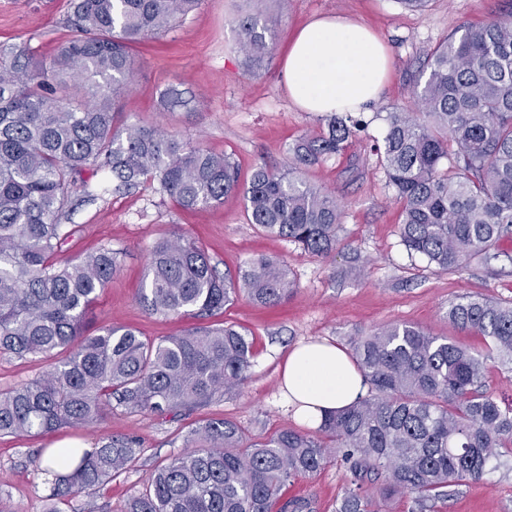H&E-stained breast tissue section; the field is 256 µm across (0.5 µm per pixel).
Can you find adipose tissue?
Instances as JSON below:
<instances>
[{"label":"adipose tissue","instance_id":"adipose-tissue-1","mask_svg":"<svg viewBox=\"0 0 512 512\" xmlns=\"http://www.w3.org/2000/svg\"><path fill=\"white\" fill-rule=\"evenodd\" d=\"M390 68L383 43L367 27L321 16L297 33L283 66L288 96L306 112H340L372 105ZM279 389L294 419L319 427L326 412L344 408L362 390V376L348 354L326 341L291 349Z\"/></svg>","mask_w":512,"mask_h":512}]
</instances>
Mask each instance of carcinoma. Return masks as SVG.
I'll list each match as a JSON object with an SVG mask.
<instances>
[{
    "label": "carcinoma",
    "mask_w": 512,
    "mask_h": 512,
    "mask_svg": "<svg viewBox=\"0 0 512 512\" xmlns=\"http://www.w3.org/2000/svg\"><path fill=\"white\" fill-rule=\"evenodd\" d=\"M201 2L77 0L79 35L55 55L0 47V351L47 362L36 379L0 392V436L82 428L114 404L159 416L196 408L234 391L252 365L253 341L235 324L156 340L124 326L83 330L119 264L107 247L53 262L68 236L59 216L76 186L89 192L85 173L109 169L118 193L149 182L184 209L240 193L265 233L316 257L336 249L341 205L302 172L345 149L362 128L352 113H329L327 133L289 147L287 171L259 165L244 186L227 156L157 127L116 125L134 74L130 46L173 29ZM234 24L249 62H262L271 27L258 16ZM426 58L413 107L387 113L382 140L401 242L442 270L489 264L512 238V13L461 27ZM293 287L277 259L220 276L204 249L177 237L154 246L139 300L150 314L204 316L241 294L278 304ZM448 322L488 339V352L403 323L365 333L352 351L366 394L325 414L319 433L250 439L232 421L209 420L125 512H313L306 499L281 501L283 487L333 457L350 474L336 512H382L396 496L408 498L407 512H439L460 487L512 470V404L488 390L486 376L491 358L512 372V303L463 297L448 306ZM140 452L130 436L57 449L47 512L96 492ZM376 482L378 497L366 488Z\"/></svg>",
    "instance_id": "carcinoma-1"
}]
</instances>
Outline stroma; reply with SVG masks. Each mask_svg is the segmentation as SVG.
Segmentation results:
<instances>
[{
    "instance_id": "obj_1",
    "label": "stroma",
    "mask_w": 512,
    "mask_h": 512,
    "mask_svg": "<svg viewBox=\"0 0 512 512\" xmlns=\"http://www.w3.org/2000/svg\"><path fill=\"white\" fill-rule=\"evenodd\" d=\"M72 12L71 0H0V45L25 43L35 56L51 55L76 34ZM510 12L512 0H429L421 12L398 0H202L173 31L134 45V76L118 104L121 123L157 126L229 155L244 181L263 163L285 168L289 145L326 131L320 115L291 101L283 78L292 38L309 19L345 17L371 29L388 47L391 70L379 100L362 115L365 128L341 154L303 173L308 183L333 192L343 209L339 243L327 257L312 256L250 224L239 194L218 205L184 210L149 184L113 193L105 171L90 180L94 199L76 192L61 219L70 235L55 253V264L66 265L104 245L121 257L86 317L87 332L125 325L156 339L234 323L250 332L254 357L240 390L202 407L166 416L116 408L100 425L0 437V491L13 512H45L51 478L30 459L47 456L64 441L90 447L110 434L139 440L142 452L128 470L99 492L76 495L64 507V512H123L127 500L145 489L149 475L183 452L189 431L205 420H231L251 437L296 428L279 394V371L287 351L298 344L326 340L347 350L363 333L409 323L486 351L483 336L459 333L449 324L448 305L472 294L512 302V263L488 267L474 260L442 271L408 254L399 235L401 208L378 147L388 112L407 102L427 52L461 26ZM246 15L266 18L275 30L273 51L257 65L238 45L234 20ZM171 89L182 94L184 105L167 103L165 94ZM176 232L202 246L218 272L236 271L254 257L268 255L284 261L296 286L276 306L242 295L223 313L209 317L147 314L138 290L151 251ZM348 480L345 469L331 461L314 475L291 479L285 495L309 499L314 512H336ZM444 508L512 512V472H497L463 487Z\"/></svg>"
}]
</instances>
